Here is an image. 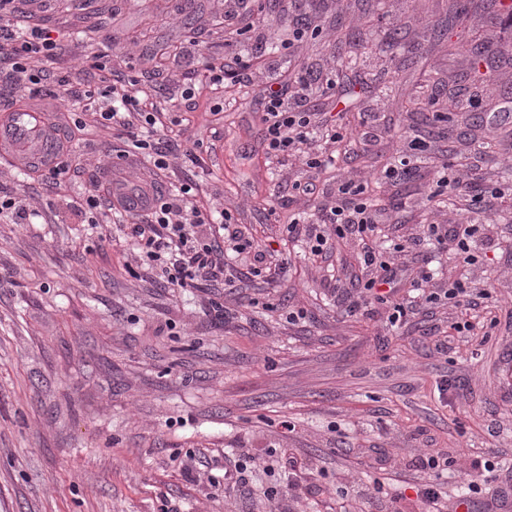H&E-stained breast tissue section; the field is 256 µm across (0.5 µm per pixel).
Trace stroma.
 <instances>
[{
	"instance_id": "stroma-1",
	"label": "stroma",
	"mask_w": 512,
	"mask_h": 512,
	"mask_svg": "<svg viewBox=\"0 0 512 512\" xmlns=\"http://www.w3.org/2000/svg\"><path fill=\"white\" fill-rule=\"evenodd\" d=\"M478 0H283L262 10L241 37L255 57L242 81L212 91L198 84L181 98L203 59L224 60V0H199L194 33L182 31L184 0H46L40 14L58 56L52 74L88 68L91 53L138 80L167 118H181L182 135L211 149L202 166L171 159L155 182L169 195L186 177L231 211L285 269H267L236 288H169L138 253L101 247L70 205L82 200L90 177L110 183L148 179L146 164L119 159L116 131L88 124L71 141L79 174L49 189L21 158L0 157V191L41 224L0 223V512H425L415 484L438 483L449 502L466 496L484 512L512 482V213L489 207L474 264L436 253L439 281L468 278L485 288L478 307L445 298L406 296L408 312L389 323L387 305L349 312L346 292L363 286L356 243H341L329 259L293 249L287 225L333 199L336 175L361 182L393 160L414 129L429 147L449 145L452 163L481 154L483 188L512 193V29ZM470 19L437 36L450 7ZM310 16L316 35L288 53L268 52L265 40L289 29L295 12ZM359 35L358 46L336 48V24ZM97 30L95 39L83 35ZM398 30L402 41L389 47ZM165 42L154 60L150 51ZM335 79L348 99L338 115L331 99L314 96L323 120L358 126L372 112L377 140L353 139L339 166L310 172L299 157L268 155L260 120L269 76L283 57ZM479 84V103L450 121L423 124L409 100L437 111L449 95ZM410 183L370 185L383 200L405 197L391 213L382 246L405 244L426 224L467 219L463 207L429 208L422 201L432 166L421 158ZM295 183L313 194H289ZM290 201L267 217L268 203ZM223 313H216V305ZM491 323L488 335L463 336L454 322ZM449 381L447 397L437 386ZM449 459L447 469H422L420 458ZM245 467L228 487L224 468ZM493 463L479 492L467 489L473 461Z\"/></svg>"
}]
</instances>
